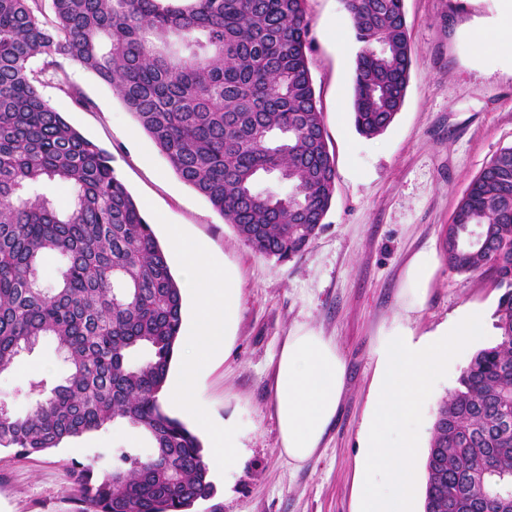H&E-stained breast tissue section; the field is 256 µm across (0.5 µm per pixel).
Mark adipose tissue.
Returning <instances> with one entry per match:
<instances>
[{"instance_id":"obj_1","label":"adipose tissue","mask_w":512,"mask_h":512,"mask_svg":"<svg viewBox=\"0 0 512 512\" xmlns=\"http://www.w3.org/2000/svg\"><path fill=\"white\" fill-rule=\"evenodd\" d=\"M167 241L181 262L184 287L194 300V315L181 336L177 377L164 397L193 414L207 431L212 448L210 466L218 474L235 465L240 451L239 432L233 424L221 426L197 413L192 397L200 369L229 347L228 330L239 305V293L225 268L209 260L202 242L187 237L174 225L168 229ZM435 266L436 256L431 251L411 259L404 290L405 310L422 306ZM345 384L346 363L332 338L313 329L284 338L274 385L281 456L297 466L315 456L336 418Z\"/></svg>"}]
</instances>
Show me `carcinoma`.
<instances>
[{
	"label": "carcinoma",
	"mask_w": 512,
	"mask_h": 512,
	"mask_svg": "<svg viewBox=\"0 0 512 512\" xmlns=\"http://www.w3.org/2000/svg\"><path fill=\"white\" fill-rule=\"evenodd\" d=\"M343 3L361 44L354 125L373 136L392 123L409 84L404 0ZM305 4L0 0V371L44 339L68 366L60 380L28 381L26 414H0V449L42 453L110 423L151 444L148 457L113 448L102 467L76 464L75 512H191L215 486L199 439L160 400L182 326L165 251L110 154L42 88L52 81L76 95L64 61L97 75L254 253L286 261L321 231L335 188ZM262 172L281 174L288 196L258 191ZM58 183L74 190L66 209L48 193ZM452 223L494 225L489 245L448 249V265L493 278L499 340L474 353L437 410L423 512H496L471 477L487 466L512 472V146L471 181ZM49 256L60 264L52 288L43 284Z\"/></svg>",
	"instance_id": "obj_1"
}]
</instances>
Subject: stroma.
I'll return each instance as SVG.
<instances>
[{"label":"stroma","mask_w":512,"mask_h":512,"mask_svg":"<svg viewBox=\"0 0 512 512\" xmlns=\"http://www.w3.org/2000/svg\"><path fill=\"white\" fill-rule=\"evenodd\" d=\"M414 51L405 101L382 133L354 126L352 79L360 49L342 0H307L310 64L336 179L325 227L302 254L279 262L255 254L193 187L182 182L111 87L67 66L80 93L55 85L44 96L82 135L112 156V167L157 239L178 225L205 242L239 290L225 355L202 369L195 405L233 423L242 449L236 466L215 481L216 493L194 512H360V435L376 373L380 337L404 328L437 330L465 311L492 316L499 297L489 276L448 266V225L473 178L512 146V52L475 46V26L497 13V0H404ZM339 29L329 36L325 19ZM163 223H155V215ZM435 252L438 266L424 303L404 313L408 261ZM336 341L347 364V388L316 455L296 467L280 457L274 377L281 344L294 330ZM67 366L44 340L0 372V397L26 412L24 388L37 375L62 378ZM148 453L143 434L111 424L46 453L0 450V512H73L74 463H100L110 449Z\"/></svg>","instance_id":"35a3bbf8"}]
</instances>
